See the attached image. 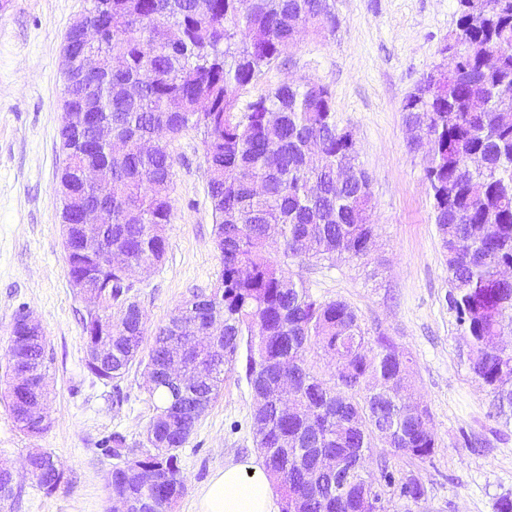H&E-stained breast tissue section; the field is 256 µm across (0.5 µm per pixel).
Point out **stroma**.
<instances>
[{
    "label": "stroma",
    "instance_id": "1",
    "mask_svg": "<svg viewBox=\"0 0 512 512\" xmlns=\"http://www.w3.org/2000/svg\"><path fill=\"white\" fill-rule=\"evenodd\" d=\"M89 0H0V465L15 473L0 512H110L107 440L147 451L156 399L132 367L119 384L85 368L86 305L70 285L58 193L66 165L60 146L62 54L71 23ZM335 34L301 37L242 94L310 79L328 86L338 127L353 132L371 177L375 244L368 256L289 265L313 294L354 307L368 336H390L413 360V393L427 405L437 448L420 463L388 448L390 472L414 471L431 489L426 512H496L512 495V422L495 418L491 396L470 369L456 314L448 304V266L432 222L422 154L410 152L402 105L442 61L456 21V0H334ZM174 158L168 247L131 292L148 330L196 292L215 288L220 257L208 193L202 135L170 140ZM34 314L47 337L49 428L20 431L6 395L5 350L19 310ZM254 395L244 368L225 374L217 399L180 451L185 492L172 512H196L200 489L227 457L256 454ZM58 460L64 479L46 493L25 471L31 449Z\"/></svg>",
    "mask_w": 512,
    "mask_h": 512
}]
</instances>
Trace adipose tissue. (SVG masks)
<instances>
[{
  "label": "adipose tissue",
  "instance_id": "obj_1",
  "mask_svg": "<svg viewBox=\"0 0 512 512\" xmlns=\"http://www.w3.org/2000/svg\"><path fill=\"white\" fill-rule=\"evenodd\" d=\"M197 512H273L263 461L253 456L225 459L202 488Z\"/></svg>",
  "mask_w": 512,
  "mask_h": 512
}]
</instances>
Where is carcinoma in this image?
I'll return each instance as SVG.
<instances>
[{
    "label": "carcinoma",
    "mask_w": 512,
    "mask_h": 512,
    "mask_svg": "<svg viewBox=\"0 0 512 512\" xmlns=\"http://www.w3.org/2000/svg\"><path fill=\"white\" fill-rule=\"evenodd\" d=\"M448 43L467 53L452 71L427 74L408 95L406 123L423 138L424 175L433 224L448 254L449 302L466 336L469 369L489 388L497 418L512 421V0H456ZM91 25L112 38L98 46V75L65 88L60 129L67 164L60 176L61 223L75 222L78 202L97 200L106 221L98 250H79L64 236L69 281L92 264L106 289L112 359L87 363L106 383L138 364L155 376L156 414L147 429L151 451L125 458L107 483L112 493L141 490L147 512H171L185 490L179 451L190 438L169 427L173 409L210 407L224 374L245 360L254 400L257 449L281 494L282 512H417L428 497L409 472L395 478L374 449L418 462L436 448L427 407L408 392L412 359L384 335L366 336L344 300L321 299L285 261L364 256L376 236L370 219V176L359 165L352 132L336 126L327 86L282 83L239 111L243 91L280 59L302 32L336 30L332 0H91ZM112 125L128 144L121 154L98 145L80 113ZM202 131L221 275L210 293H195L181 318L151 336L142 356L147 315L129 295L124 270L156 265L167 250L173 157L155 141ZM87 165L101 173L83 179ZM280 234L282 260L267 252L268 229ZM112 251V261L104 253ZM218 336L223 355L208 364ZM8 350L46 354L45 336ZM203 336V368L176 383L166 367L179 337ZM291 396L280 391L283 377ZM377 468H372V464ZM30 476L46 492L63 472L51 452L34 456Z\"/></svg>",
    "instance_id": "carcinoma-1"
}]
</instances>
